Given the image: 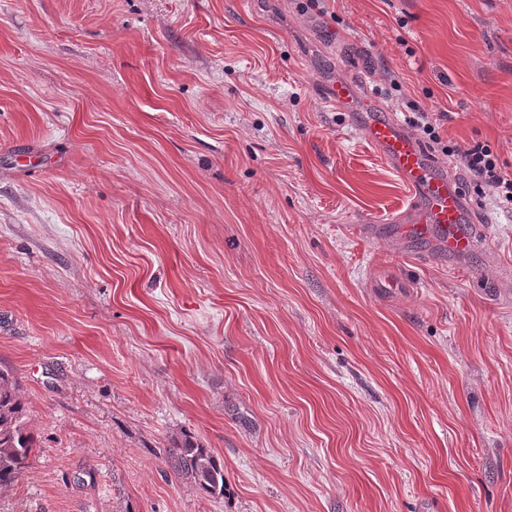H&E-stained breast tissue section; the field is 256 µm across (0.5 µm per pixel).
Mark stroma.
<instances>
[{"mask_svg":"<svg viewBox=\"0 0 512 512\" xmlns=\"http://www.w3.org/2000/svg\"><path fill=\"white\" fill-rule=\"evenodd\" d=\"M325 7L0 0V368L36 440L0 512H512V218L465 182V258L355 233L410 194L325 101L390 111L391 70L512 172V0ZM168 459L179 475L193 479L214 496L224 494V464L190 437L174 440Z\"/></svg>","mask_w":512,"mask_h":512,"instance_id":"35a3bbf8","label":"stroma"}]
</instances>
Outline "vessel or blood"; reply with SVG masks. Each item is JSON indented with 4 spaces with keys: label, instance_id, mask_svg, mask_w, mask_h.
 <instances>
[{
    "label": "vessel or blood",
    "instance_id": "1",
    "mask_svg": "<svg viewBox=\"0 0 512 512\" xmlns=\"http://www.w3.org/2000/svg\"><path fill=\"white\" fill-rule=\"evenodd\" d=\"M329 99L337 110L348 113L352 121L363 127L384 164L412 192V201L405 210L359 225V232L372 238L389 235L408 248L429 242L438 254L452 260L469 254L475 239L462 230L466 220L465 199L451 187L450 171L428 158L392 114L360 111L350 84H334Z\"/></svg>",
    "mask_w": 512,
    "mask_h": 512
}]
</instances>
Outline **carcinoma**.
<instances>
[{"label":"carcinoma","mask_w":512,"mask_h":512,"mask_svg":"<svg viewBox=\"0 0 512 512\" xmlns=\"http://www.w3.org/2000/svg\"><path fill=\"white\" fill-rule=\"evenodd\" d=\"M25 404L13 371L0 369V490L15 484L29 465L34 448L27 430ZM168 459L178 474L193 479L214 496L224 495V464L189 438L173 441Z\"/></svg>","instance_id":"1"}]
</instances>
